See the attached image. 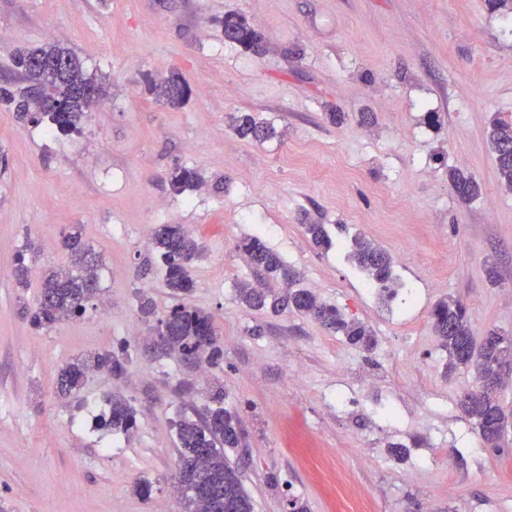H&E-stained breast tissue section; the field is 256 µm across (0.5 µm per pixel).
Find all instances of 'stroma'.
<instances>
[{
    "label": "stroma",
    "instance_id": "35a3bbf8",
    "mask_svg": "<svg viewBox=\"0 0 512 512\" xmlns=\"http://www.w3.org/2000/svg\"><path fill=\"white\" fill-rule=\"evenodd\" d=\"M230 11L263 35V55L225 40ZM54 30L104 93L67 135L0 104V512H152L159 501L183 512L176 422L217 397L249 433L240 466L254 512H290L293 499L352 512L356 495L368 512H512V446H483L458 407L474 374H446L431 329L450 296L475 335L512 333V192L488 134L492 119L512 122V10L488 0H0V86L21 84L15 49ZM173 74L190 88L178 108L150 90ZM245 113L271 135L238 136L231 119ZM178 167L202 183L174 192ZM452 168L480 184L477 199L458 200ZM304 214L325 225L330 249L311 243ZM75 224L101 256L108 302L34 328L41 273L68 265L61 239ZM158 224L193 226L202 248L187 302L211 315L224 350L203 372L145 346L176 303L150 246ZM358 235L393 259L391 303L347 259ZM248 236L368 325L374 348L242 305L236 286L253 273L237 244ZM21 253L33 258L24 288L13 276ZM143 294L155 304L147 318ZM122 342L124 377L94 371L78 396L57 397L63 365ZM114 393L135 409L133 436L96 426ZM392 444L406 446L404 460ZM418 467L425 478L408 479ZM143 478L146 497L134 491Z\"/></svg>",
    "mask_w": 512,
    "mask_h": 512
}]
</instances>
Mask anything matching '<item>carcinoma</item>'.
<instances>
[{"label": "carcinoma", "instance_id": "1", "mask_svg": "<svg viewBox=\"0 0 512 512\" xmlns=\"http://www.w3.org/2000/svg\"><path fill=\"white\" fill-rule=\"evenodd\" d=\"M224 37L252 51L265 52V41L247 19L235 12L221 20ZM13 66L29 85L15 94L0 90V101L13 108L19 119L39 125L49 121L63 134L76 132L90 111V91L102 90L101 82L88 74L81 60L58 43L23 48L13 56ZM156 94L167 105L177 108L188 97L186 84L172 76L155 86ZM234 130L242 137H267L271 129L250 115L238 118ZM490 139L495 153L500 183L512 190V123L493 120ZM458 198L470 202L480 195L478 183L459 169L449 172ZM200 175L188 168H177L170 175L172 189L181 193L200 183ZM319 247L328 248L331 240L322 224L304 225ZM150 242L163 273V281L175 296H186L194 290L189 265L199 254V245L181 224H158L152 228ZM63 244L71 253V268L67 271L49 269L42 274L39 305L30 317L36 328H51L63 321L81 317L86 303L98 298L101 288L100 256L82 242L78 228H73ZM254 272V280L237 285L239 301L250 309L271 306L289 310L313 319L345 337L351 345L369 350L376 339L364 323L348 320L335 307L327 305L310 290L298 287L301 273L288 268L280 256L259 237L244 238L238 244ZM348 259L379 288V295L390 299L396 295L393 261L387 251L371 240L356 236L352 239ZM281 279L279 292L269 287L267 279ZM432 330L448 352L446 369H472L476 382L491 385L501 373L512 370V334L492 329L483 336L473 333L465 305L448 298L435 304L431 313ZM162 335L154 347L165 354H176L188 360L216 365L223 351L215 336L212 318L205 312L184 303L173 307L159 320ZM106 370L122 376L127 371L126 352L88 354L61 368L57 389L64 397L80 392L87 373ZM109 411L97 418L103 430L128 435L136 429L133 407L129 400L114 395L108 400ZM464 415L474 426L484 444L493 440L499 452L508 444L512 416L507 414L496 396L473 390L459 402ZM178 455L175 468L184 512H254L252 498L246 490L239 464L231 461L226 450L239 448L248 433L237 412L219 407L208 412L198 423L181 419L176 423Z\"/></svg>", "mask_w": 512, "mask_h": 512}]
</instances>
